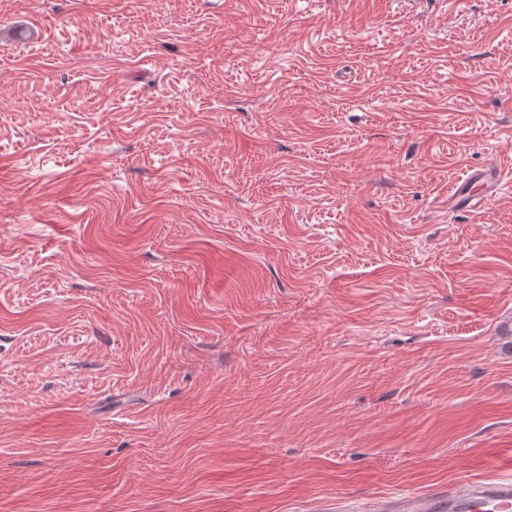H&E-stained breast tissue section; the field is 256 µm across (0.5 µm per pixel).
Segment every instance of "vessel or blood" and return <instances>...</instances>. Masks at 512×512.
Returning <instances> with one entry per match:
<instances>
[{
  "label": "vessel or blood",
  "mask_w": 512,
  "mask_h": 512,
  "mask_svg": "<svg viewBox=\"0 0 512 512\" xmlns=\"http://www.w3.org/2000/svg\"><path fill=\"white\" fill-rule=\"evenodd\" d=\"M503 163L475 171L456 186L455 208L471 212L482 209L504 181ZM319 512H512V477L483 480L460 479L446 488L426 493H400L366 507L344 508L341 502L326 503Z\"/></svg>",
  "instance_id": "obj_1"
}]
</instances>
